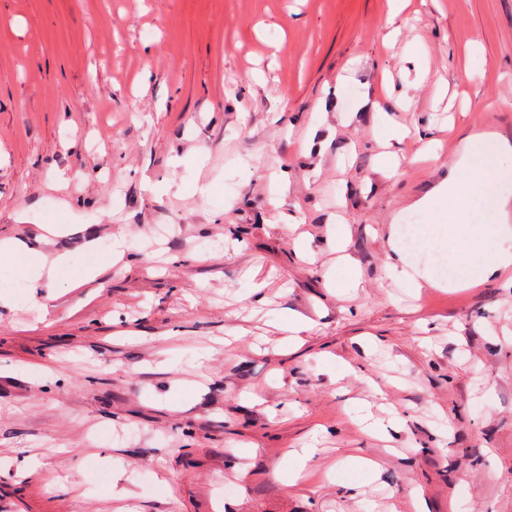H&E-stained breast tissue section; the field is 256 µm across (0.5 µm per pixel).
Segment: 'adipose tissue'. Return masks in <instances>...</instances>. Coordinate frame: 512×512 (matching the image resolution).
I'll list each match as a JSON object with an SVG mask.
<instances>
[{
    "label": "adipose tissue",
    "instance_id": "1",
    "mask_svg": "<svg viewBox=\"0 0 512 512\" xmlns=\"http://www.w3.org/2000/svg\"><path fill=\"white\" fill-rule=\"evenodd\" d=\"M512 178V144L492 133L467 137L462 155L444 182L422 198L419 206L437 214L447 212L445 241L441 251L449 264L459 266L461 274L451 285L470 288L485 279L512 269V225L467 223L464 215L471 196L490 198L497 212H504L512 197L496 192V181ZM87 262L72 268L66 256L46 261L38 250L18 239L0 241V270L8 269L29 282L49 277L58 288H76L111 267V255L98 251L96 241L84 245Z\"/></svg>",
    "mask_w": 512,
    "mask_h": 512
}]
</instances>
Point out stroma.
Returning <instances> with one entry per match:
<instances>
[{"label":"stroma","mask_w":512,"mask_h":512,"mask_svg":"<svg viewBox=\"0 0 512 512\" xmlns=\"http://www.w3.org/2000/svg\"><path fill=\"white\" fill-rule=\"evenodd\" d=\"M386 19L0 0V240L76 267L87 239L128 241L94 280H18L0 307V512H512V287L415 295L386 272L400 225L439 234L414 203L467 136L512 141V0H410L391 46ZM421 70L400 109L384 83ZM367 93L422 132L386 148L396 173ZM430 138L437 159L408 163ZM359 409L400 420L378 436Z\"/></svg>","instance_id":"1"}]
</instances>
